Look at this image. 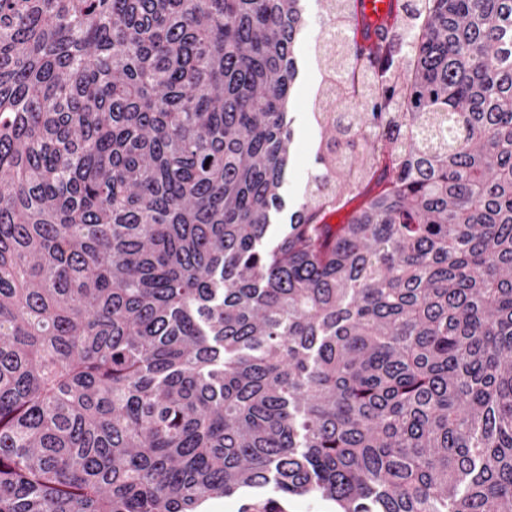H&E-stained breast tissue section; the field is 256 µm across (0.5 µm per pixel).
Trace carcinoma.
Instances as JSON below:
<instances>
[{
  "instance_id": "obj_1",
  "label": "carcinoma",
  "mask_w": 512,
  "mask_h": 512,
  "mask_svg": "<svg viewBox=\"0 0 512 512\" xmlns=\"http://www.w3.org/2000/svg\"><path fill=\"white\" fill-rule=\"evenodd\" d=\"M409 18L266 249L299 0H0V512H512V0ZM289 512H336L331 502L310 497H295L288 503Z\"/></svg>"
}]
</instances>
